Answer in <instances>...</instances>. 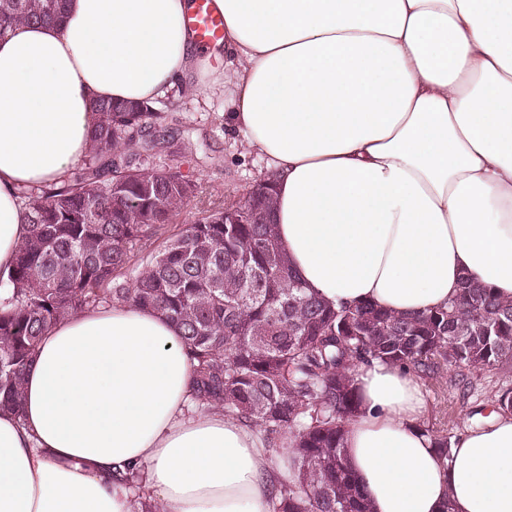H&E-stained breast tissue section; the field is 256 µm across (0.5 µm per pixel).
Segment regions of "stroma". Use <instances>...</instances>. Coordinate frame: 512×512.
<instances>
[{
	"label": "stroma",
	"mask_w": 512,
	"mask_h": 512,
	"mask_svg": "<svg viewBox=\"0 0 512 512\" xmlns=\"http://www.w3.org/2000/svg\"><path fill=\"white\" fill-rule=\"evenodd\" d=\"M223 68V47L206 49L197 66L185 73L187 95L159 99L154 106L165 112L168 126L184 139L187 151L181 170L197 185L201 198L231 205L244 200L263 178L265 167L259 158L242 155L238 137L224 125V95L209 84L211 73ZM469 379L472 388L464 398L453 388L423 382L424 422L449 436H458L483 424L498 391L512 388L510 369H487L470 374Z\"/></svg>",
	"instance_id": "obj_1"
}]
</instances>
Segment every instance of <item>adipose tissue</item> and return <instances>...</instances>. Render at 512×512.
Masks as SVG:
<instances>
[{"mask_svg":"<svg viewBox=\"0 0 512 512\" xmlns=\"http://www.w3.org/2000/svg\"><path fill=\"white\" fill-rule=\"evenodd\" d=\"M224 124L264 160L277 237L330 305L413 316L461 276L512 301V0H213ZM191 0H68L0 38V269L19 192L66 178L97 99L184 93ZM193 364L149 308L86 310L43 336L20 414L0 413V512H273L285 475L253 427L194 409ZM348 464L372 512H512V417L441 458L411 373L357 366Z\"/></svg>","mask_w":512,"mask_h":512,"instance_id":"adipose-tissue-1","label":"adipose tissue"}]
</instances>
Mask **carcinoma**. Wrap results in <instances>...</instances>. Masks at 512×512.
I'll return each mask as SVG.
<instances>
[{
    "instance_id": "carcinoma-1",
    "label": "carcinoma",
    "mask_w": 512,
    "mask_h": 512,
    "mask_svg": "<svg viewBox=\"0 0 512 512\" xmlns=\"http://www.w3.org/2000/svg\"><path fill=\"white\" fill-rule=\"evenodd\" d=\"M64 8L0 0V36L55 22ZM92 111L84 166L31 192L28 235L0 271V411H21L25 372L52 325L116 302L149 307L180 329L198 406L288 450L294 477L273 512H370L344 448L361 407L354 369L377 360L438 380L449 368H512V302L467 276L448 306L416 316L334 308L296 277L275 225L226 224L221 201L200 202L191 223L154 245L196 197L181 171L187 146L149 102L99 100ZM425 431L449 458L451 437Z\"/></svg>"
}]
</instances>
